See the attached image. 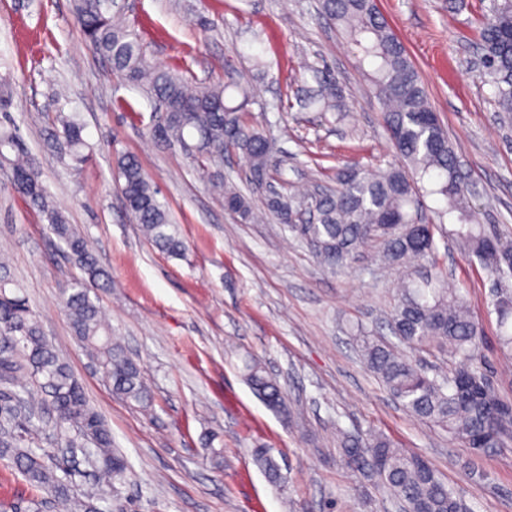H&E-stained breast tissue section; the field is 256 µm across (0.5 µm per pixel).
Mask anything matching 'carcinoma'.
Instances as JSON below:
<instances>
[{
	"mask_svg": "<svg viewBox=\"0 0 512 512\" xmlns=\"http://www.w3.org/2000/svg\"><path fill=\"white\" fill-rule=\"evenodd\" d=\"M476 18L485 82L493 87L496 111L512 120V0H489ZM75 13L86 44L113 73L137 85L159 102L165 114L160 142L179 145L212 186L224 210L245 224L269 213L310 246L316 260L342 270L363 249L376 247L382 261L402 269L388 324L398 343L359 332L355 340L367 368L414 417L446 430L460 445L483 453L512 445V403L491 387L480 349L484 332L464 294L448 286L440 268L434 235L426 220L424 198L445 203L440 215L455 218L448 231L465 253L475 257L491 280L490 305L497 316L498 344L512 353V237L488 232L469 205L467 188L448 133L432 108L427 90L404 43L380 12L376 0H322L325 23L350 41L356 63L368 77L381 105L383 124L398 162L386 167L346 164L336 171V187L313 196L291 184L279 191L271 180L283 160L268 149V138L249 118L254 88L234 76L222 85L200 87L186 74L150 61L139 36L121 21L122 8L104 0H75ZM296 101L303 110L342 117L343 95L336 78L304 63ZM61 152L80 162L87 142L77 114L57 119ZM238 153L248 162L251 191L244 194L224 178L216 163ZM0 161L12 166L13 190L48 221L86 277L63 289L64 308L75 336L95 367L112 381L113 391L136 403L149 401L141 369L112 338V327L90 293L109 285L85 239L50 200L14 128L0 129ZM125 207L144 237L158 250L179 256L184 250L176 226L158 200V190L138 159L117 160ZM263 196L259 211L255 195ZM435 343L448 347L454 365L429 374L413 355ZM245 381L271 408H286L282 386L256 359L243 363ZM42 394V406L65 448L80 451L94 468L97 483L112 485L126 475L124 460L112 449L105 420L89 404L39 321L10 281L0 278V458L9 460L36 488L68 512H97L90 491L75 496L74 470L64 455L41 448L40 419L30 403V388ZM340 461L359 479V488L382 487L403 512H467L429 462L385 436L370 432L353 437L337 429ZM255 463L277 482L280 468L267 448L253 449Z\"/></svg>",
	"mask_w": 512,
	"mask_h": 512,
	"instance_id": "carcinoma-1",
	"label": "carcinoma"
}]
</instances>
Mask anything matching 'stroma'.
<instances>
[{"instance_id": "35a3bbf8", "label": "stroma", "mask_w": 512, "mask_h": 512, "mask_svg": "<svg viewBox=\"0 0 512 512\" xmlns=\"http://www.w3.org/2000/svg\"><path fill=\"white\" fill-rule=\"evenodd\" d=\"M128 0L126 17L149 58L196 82L226 73L252 82L253 121L287 164L293 183L333 186L336 168L394 161L378 104L341 32L325 25L321 0ZM425 83L470 184L487 230L512 236V129L501 124L493 90L472 60L480 0L449 11L448 0H378ZM268 64L250 72L245 54ZM330 70L349 107L345 120L305 112L295 93L301 62ZM0 94L34 158L54 205L86 239L112 285L100 306L139 363L151 400L112 390L75 338L62 288L83 272L44 217L11 188L0 165V250L44 335L106 419L128 474L100 490V512H400L381 488L355 496L341 463L337 429L376 431L427 458L471 512H512V446L475 456L439 427L408 415L364 364L353 331L389 337L386 314L401 274L371 254L330 272L310 247L274 218L242 224L225 211L175 145L151 133L154 103L108 74L87 47L73 0H0ZM135 110L121 109V101ZM80 113L89 147L84 162L47 145L59 114ZM138 158L159 189L187 250L168 256L131 223L116 177L120 155ZM448 278L482 323L489 382L512 401V358L500 354L490 311L491 282L476 258L437 237ZM265 365L287 393V409L268 408L240 375L243 360ZM224 450L215 464L206 447ZM270 448L282 480L253 460ZM63 512L0 459V502Z\"/></svg>"}]
</instances>
